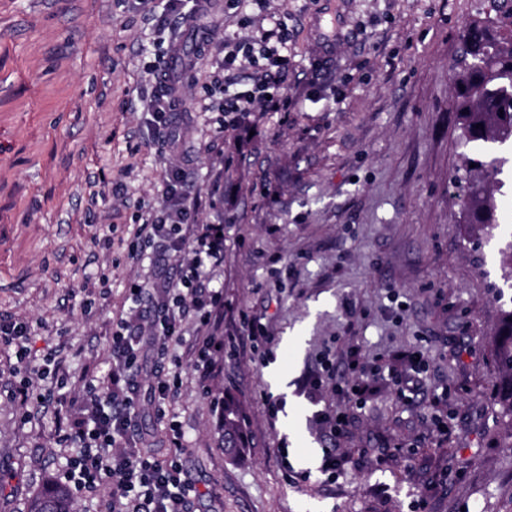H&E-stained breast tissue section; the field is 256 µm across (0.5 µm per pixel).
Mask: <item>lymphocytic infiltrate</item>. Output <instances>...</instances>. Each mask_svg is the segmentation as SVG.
Here are the masks:
<instances>
[{
  "label": "lymphocytic infiltrate",
  "instance_id": "f902f5d3",
  "mask_svg": "<svg viewBox=\"0 0 512 512\" xmlns=\"http://www.w3.org/2000/svg\"><path fill=\"white\" fill-rule=\"evenodd\" d=\"M270 29L237 40H224V56L208 80L224 96L223 115L213 118L215 134L250 125L256 112H288L293 103L284 84L292 67L285 18L270 16ZM161 95L150 99L146 111L165 132V145L178 152L182 136L176 125L173 101L180 96L178 83L160 73ZM183 170L171 165L166 173L161 213L149 217L136 230L137 237L157 243L178 258L177 277L160 275L138 283L132 305L112 330V365L101 384L84 377L86 416L71 420L68 442L73 450L66 459L64 478L75 489L91 491L109 487L120 512H193V486L180 460L183 433L171 424L172 450L160 454L152 444L133 435L141 409V392L149 390L157 415H164L183 386L182 373L191 370L202 391H209L210 377L225 349L235 347L236 337L207 336L185 345L181 328L192 321L210 325L222 315L224 293L212 287L211 272L224 262L223 225L198 224L192 219L189 197L182 192ZM187 354H179V347ZM161 353L168 366L156 367L152 381H145L143 360ZM394 360L407 363L409 372L383 368L378 362L356 361L337 368L330 357L319 360L302 383V392L317 411L331 437H339L346 423L341 409L324 407V394L332 381L357 407H365L380 386L398 397L417 393L426 366L425 350L415 345L398 351Z\"/></svg>",
  "mask_w": 512,
  "mask_h": 512
}]
</instances>
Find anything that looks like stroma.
<instances>
[{
    "instance_id": "1",
    "label": "stroma",
    "mask_w": 512,
    "mask_h": 512,
    "mask_svg": "<svg viewBox=\"0 0 512 512\" xmlns=\"http://www.w3.org/2000/svg\"><path fill=\"white\" fill-rule=\"evenodd\" d=\"M484 0H344L333 53L321 48L325 0H267L286 16L297 111L261 112L253 128L225 131L217 149L202 114L181 107L188 131L180 165L198 197L194 220L224 227L221 335L239 317L264 324L265 365L219 361L211 386L243 408L245 459L228 457L221 411L184 374L170 408L181 460L199 492L195 512H499L512 492V435L494 397L492 349L500 309L512 304L501 251L512 241V161L495 193L498 226L469 224L457 181L466 157L452 77L459 35ZM250 0H210L184 26L163 0H0V319L27 322L29 365L0 345V512H27L33 495L63 481L57 412L77 415L73 387L52 404H21L19 382L54 352L71 373H106L112 322L133 284L176 260L134 243L158 212L172 158L142 102L185 34L251 35ZM139 259H131L130 248ZM406 303L390 317V291ZM390 364L423 344L422 392L403 401L381 389L364 408L344 393L339 444L345 474L324 482L331 442L299 390L321 351L345 362L352 343ZM280 365L286 390L267 374ZM279 403L270 413L263 395ZM446 416L437 432L430 414ZM297 476L285 479L277 450ZM308 479H301V472Z\"/></svg>"
}]
</instances>
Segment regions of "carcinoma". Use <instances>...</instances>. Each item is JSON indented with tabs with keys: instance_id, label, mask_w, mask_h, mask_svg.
Masks as SVG:
<instances>
[{
	"instance_id": "cac0c4a2",
	"label": "carcinoma",
	"mask_w": 512,
	"mask_h": 512,
	"mask_svg": "<svg viewBox=\"0 0 512 512\" xmlns=\"http://www.w3.org/2000/svg\"><path fill=\"white\" fill-rule=\"evenodd\" d=\"M492 15L471 21L460 36L454 90L464 146L486 149L485 159H468L469 188L462 206L468 224H496L493 192L485 180L503 172L508 159L499 148L512 142V0H497ZM483 128H478V125ZM496 358L500 366L497 401L512 431V308L500 313ZM223 441L234 459L249 446L240 405L224 399ZM28 512H76L71 492L50 485L36 494Z\"/></svg>"
}]
</instances>
